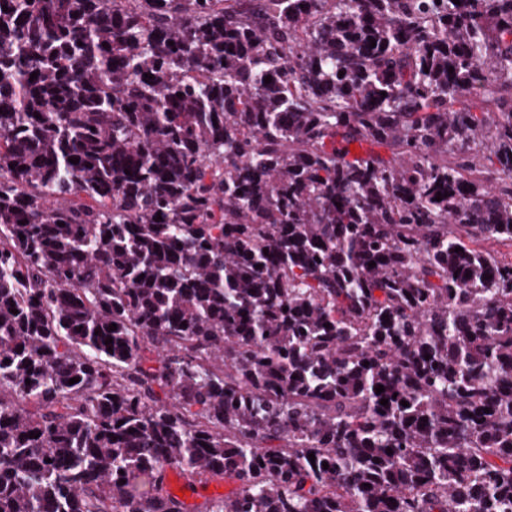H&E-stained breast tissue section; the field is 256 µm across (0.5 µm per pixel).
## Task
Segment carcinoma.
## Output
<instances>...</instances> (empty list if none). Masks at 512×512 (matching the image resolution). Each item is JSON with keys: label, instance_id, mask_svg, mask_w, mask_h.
<instances>
[{"label": "carcinoma", "instance_id": "obj_1", "mask_svg": "<svg viewBox=\"0 0 512 512\" xmlns=\"http://www.w3.org/2000/svg\"><path fill=\"white\" fill-rule=\"evenodd\" d=\"M491 243L512 0H0V512H512ZM232 487V485L225 484L223 480L212 481L205 485H196L195 488H199L196 493H192L187 489L186 490L190 497L189 502L200 504L206 499L224 497L225 494H228L231 491Z\"/></svg>", "mask_w": 512, "mask_h": 512}]
</instances>
